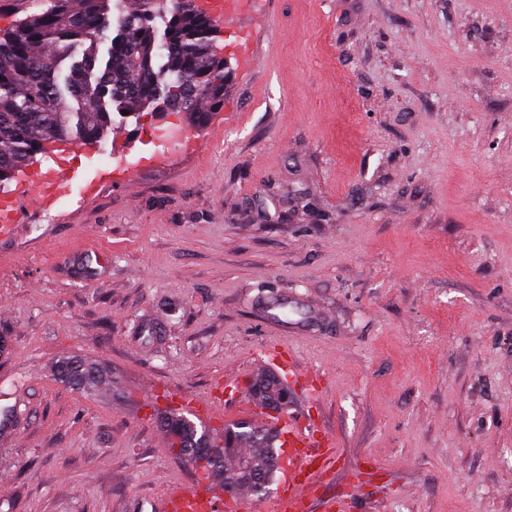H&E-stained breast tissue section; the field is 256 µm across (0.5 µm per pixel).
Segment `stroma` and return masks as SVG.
<instances>
[{"label": "stroma", "mask_w": 512, "mask_h": 512, "mask_svg": "<svg viewBox=\"0 0 512 512\" xmlns=\"http://www.w3.org/2000/svg\"><path fill=\"white\" fill-rule=\"evenodd\" d=\"M261 63L230 70L197 149L127 187L21 212L0 242V504L160 512L198 470L158 411L223 380L212 428L288 416L341 460L352 512H512V0H271ZM184 115L116 118L102 154L157 152ZM109 366L85 394L67 360ZM249 391L259 402H268L282 408L288 413V405L292 402V394L288 383L280 375L266 372L249 386Z\"/></svg>", "instance_id": "1"}]
</instances>
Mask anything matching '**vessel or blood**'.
Returning a JSON list of instances; mask_svg holds the SVG:
<instances>
[{
  "label": "vessel or blood",
  "mask_w": 512,
  "mask_h": 512,
  "mask_svg": "<svg viewBox=\"0 0 512 512\" xmlns=\"http://www.w3.org/2000/svg\"><path fill=\"white\" fill-rule=\"evenodd\" d=\"M258 0H196L199 11L215 26H223L225 17L253 12ZM240 73L255 71L259 53L251 31L237 30L229 46ZM19 193L10 195L6 204L10 214L27 209L46 214L65 197L76 194L81 199L96 197L100 186L107 183L128 185V169L119 165L98 170L93 178H81L78 169L60 171L47 168L39 176L19 171ZM282 452L278 454V471L283 490L274 499L273 512H308L307 495L333 471L340 459L333 436L295 422L284 423L280 430ZM235 497H219L203 483L182 487L167 493L164 512H237Z\"/></svg>",
  "instance_id": "b4317fda"
}]
</instances>
